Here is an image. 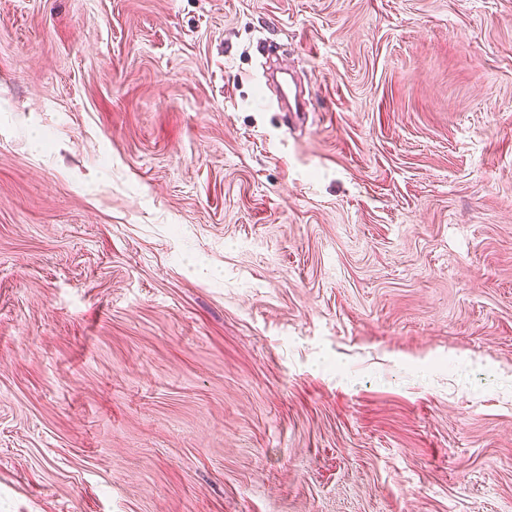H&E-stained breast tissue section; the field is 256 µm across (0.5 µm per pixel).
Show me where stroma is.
<instances>
[{"label":"stroma","mask_w":512,"mask_h":512,"mask_svg":"<svg viewBox=\"0 0 512 512\" xmlns=\"http://www.w3.org/2000/svg\"><path fill=\"white\" fill-rule=\"evenodd\" d=\"M0 512H512V0H0Z\"/></svg>","instance_id":"1"}]
</instances>
